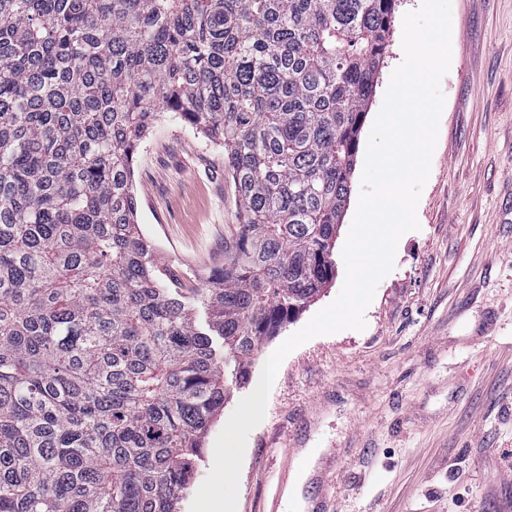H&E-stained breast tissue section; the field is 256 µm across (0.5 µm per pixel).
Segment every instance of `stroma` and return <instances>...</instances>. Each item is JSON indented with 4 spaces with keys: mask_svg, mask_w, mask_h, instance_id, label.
Returning <instances> with one entry per match:
<instances>
[{
    "mask_svg": "<svg viewBox=\"0 0 512 512\" xmlns=\"http://www.w3.org/2000/svg\"><path fill=\"white\" fill-rule=\"evenodd\" d=\"M452 61L431 172L395 267L377 286L364 331L315 337L283 361L264 420L250 433L237 512H262L282 467L309 464L299 497L334 512H512V0H451ZM394 23L359 140L367 142L392 71ZM138 222L160 269L177 278L224 258L237 214L224 152L164 118L134 167ZM350 195L326 288L288 324L301 329L339 294ZM262 345L243 386L210 427L180 512H190L215 440L277 348ZM314 460H307L308 450Z\"/></svg>",
    "mask_w": 512,
    "mask_h": 512,
    "instance_id": "1",
    "label": "stroma"
}]
</instances>
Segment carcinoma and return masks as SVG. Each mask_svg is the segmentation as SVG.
Returning a JSON list of instances; mask_svg holds the SVG:
<instances>
[{"instance_id":"1","label":"carcinoma","mask_w":512,"mask_h":512,"mask_svg":"<svg viewBox=\"0 0 512 512\" xmlns=\"http://www.w3.org/2000/svg\"><path fill=\"white\" fill-rule=\"evenodd\" d=\"M397 0H0V512H179L252 357L334 275ZM224 150L202 288L139 232L165 115Z\"/></svg>"}]
</instances>
